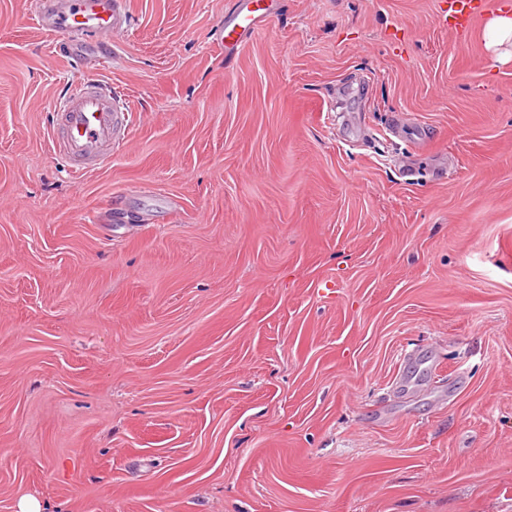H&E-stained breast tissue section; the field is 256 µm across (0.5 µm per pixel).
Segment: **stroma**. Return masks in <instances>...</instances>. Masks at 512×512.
Instances as JSON below:
<instances>
[{
    "label": "stroma",
    "instance_id": "stroma-1",
    "mask_svg": "<svg viewBox=\"0 0 512 512\" xmlns=\"http://www.w3.org/2000/svg\"><path fill=\"white\" fill-rule=\"evenodd\" d=\"M127 0L101 169L0 0V512H512V62L443 0ZM235 9L224 16L221 42L224 51L232 53L245 38L262 30L270 17L273 0H236ZM270 1V4L268 2Z\"/></svg>",
    "mask_w": 512,
    "mask_h": 512
}]
</instances>
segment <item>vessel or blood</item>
Wrapping results in <instances>:
<instances>
[{"label":"vessel or blood","instance_id":"obj_1","mask_svg":"<svg viewBox=\"0 0 512 512\" xmlns=\"http://www.w3.org/2000/svg\"><path fill=\"white\" fill-rule=\"evenodd\" d=\"M489 0H447L443 16L450 30H468ZM270 17L269 0H237L225 15L221 41L233 52L245 38L262 30ZM33 21L54 38L52 50L70 64L84 63L83 78L64 89L55 106L57 122L51 144L65 155L74 173L100 168L123 140L130 114L99 77L100 64L88 57L87 38L113 48L116 34L128 32L130 18L125 0H36Z\"/></svg>","mask_w":512,"mask_h":512}]
</instances>
